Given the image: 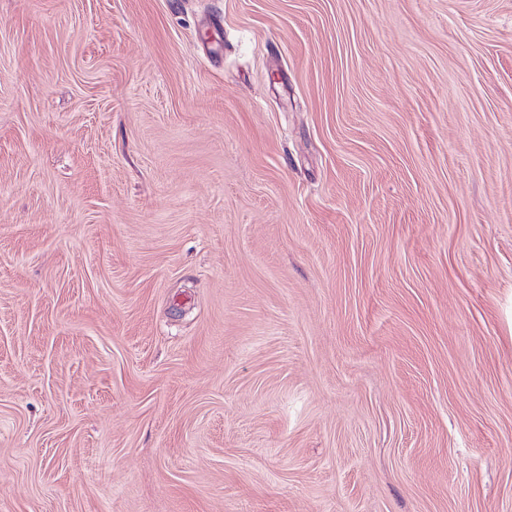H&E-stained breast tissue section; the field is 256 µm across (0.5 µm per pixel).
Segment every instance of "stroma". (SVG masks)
I'll use <instances>...</instances> for the list:
<instances>
[{"mask_svg": "<svg viewBox=\"0 0 512 512\" xmlns=\"http://www.w3.org/2000/svg\"><path fill=\"white\" fill-rule=\"evenodd\" d=\"M0 512H512V0H0Z\"/></svg>", "mask_w": 512, "mask_h": 512, "instance_id": "35a3bbf8", "label": "stroma"}]
</instances>
